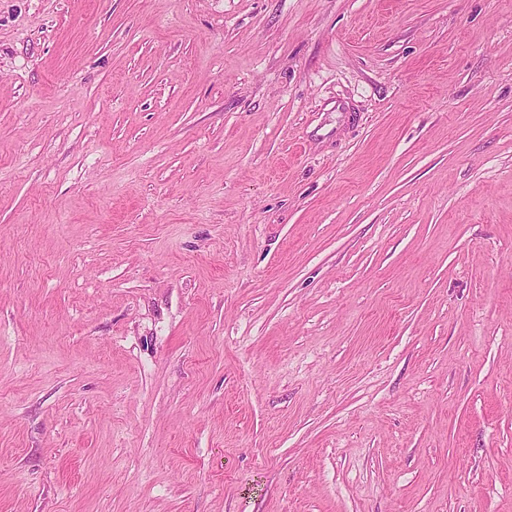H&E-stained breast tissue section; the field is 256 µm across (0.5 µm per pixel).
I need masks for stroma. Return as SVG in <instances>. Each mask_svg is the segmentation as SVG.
<instances>
[{"label":"stroma","instance_id":"obj_1","mask_svg":"<svg viewBox=\"0 0 512 512\" xmlns=\"http://www.w3.org/2000/svg\"><path fill=\"white\" fill-rule=\"evenodd\" d=\"M0 512H512V0H0Z\"/></svg>","mask_w":512,"mask_h":512}]
</instances>
